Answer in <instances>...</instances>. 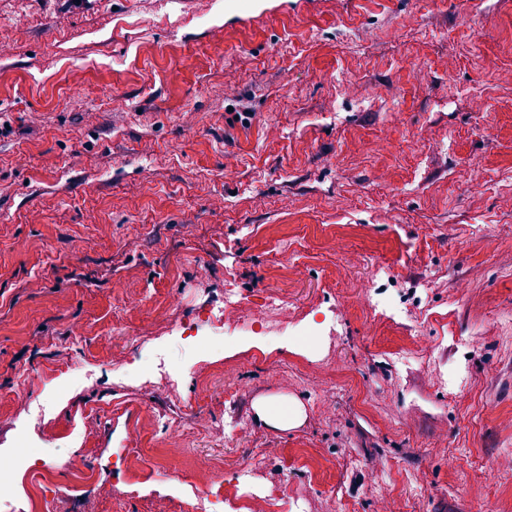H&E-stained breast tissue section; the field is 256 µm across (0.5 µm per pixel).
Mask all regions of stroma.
I'll list each match as a JSON object with an SVG mask.
<instances>
[{"label":"stroma","instance_id":"obj_1","mask_svg":"<svg viewBox=\"0 0 512 512\" xmlns=\"http://www.w3.org/2000/svg\"><path fill=\"white\" fill-rule=\"evenodd\" d=\"M1 41L0 455L47 445L52 512H179L245 455L301 512H512V0H0ZM229 284L225 328L276 306L174 344ZM164 348L170 382L107 365ZM272 395L302 425L259 421ZM168 421L175 473L120 460ZM207 328V336L197 342L193 348L196 355H214L218 347L224 342L220 335L217 333L224 332V306L219 307L218 310H209L206 320L202 321ZM221 329V330H220ZM254 409L258 418L279 429L293 428L305 418V408L302 402L290 397H264L256 401Z\"/></svg>","mask_w":512,"mask_h":512}]
</instances>
